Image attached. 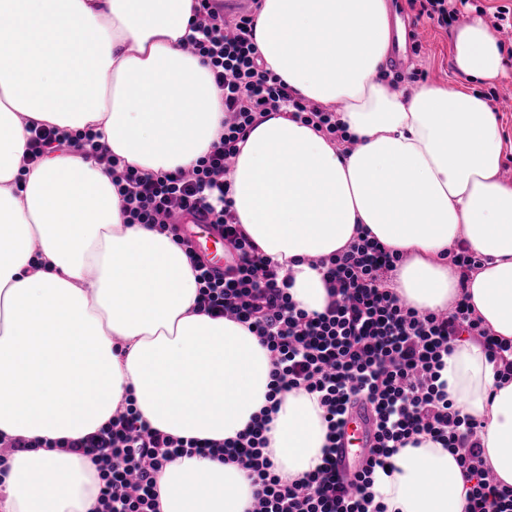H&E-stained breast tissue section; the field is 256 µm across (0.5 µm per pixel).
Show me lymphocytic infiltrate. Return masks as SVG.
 Listing matches in <instances>:
<instances>
[{
  "label": "lymphocytic infiltrate",
  "instance_id": "lymphocytic-infiltrate-1",
  "mask_svg": "<svg viewBox=\"0 0 512 512\" xmlns=\"http://www.w3.org/2000/svg\"><path fill=\"white\" fill-rule=\"evenodd\" d=\"M192 33L184 47L199 57L224 93V132L189 170L144 174L123 165L91 132L67 135L34 127L23 158L32 165L62 146L94 156L118 188L127 223L177 236L186 216L220 227L234 263L216 276L193 249L185 254L195 275L197 312L246 324L267 349L270 404L254 426L237 438H180L152 428L133 404L117 409L97 432L61 441L65 451L96 468L95 512H159L157 476L173 459L209 455L241 464L255 488L248 512H386L373 492L376 469L388 466L395 449L428 439L456 455L470 488L466 512H512V487L487 468L478 439L482 425L449 400L440 370L452 342L462 335L484 340L490 362H502L512 378V343L499 339L466 302L454 311L421 312L386 286L400 255L369 236L341 253L318 259L328 302L323 311L297 307L290 276L261 255L240 227L225 179L240 142L265 113L290 109L293 120L344 140L336 115L293 97L287 84L258 63L250 12L225 19L223 0H196ZM302 389L317 397L326 428L322 464L303 479L282 484L265 455L264 435L281 393ZM369 405L376 444L353 482L336 472L337 435L350 405Z\"/></svg>",
  "mask_w": 512,
  "mask_h": 512
}]
</instances>
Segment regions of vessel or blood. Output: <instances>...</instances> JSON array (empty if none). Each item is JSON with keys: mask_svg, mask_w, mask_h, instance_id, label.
<instances>
[{"mask_svg": "<svg viewBox=\"0 0 512 512\" xmlns=\"http://www.w3.org/2000/svg\"><path fill=\"white\" fill-rule=\"evenodd\" d=\"M182 232L216 272H223V259L216 257L212 251L213 244L223 240L217 230L211 225L197 221L183 225ZM375 433V420L368 408L361 404L353 406L337 439L336 472L345 481H352L354 471L374 446Z\"/></svg>", "mask_w": 512, "mask_h": 512, "instance_id": "b4317fda", "label": "vessel or blood"}]
</instances>
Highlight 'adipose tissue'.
I'll use <instances>...</instances> for the list:
<instances>
[{
	"mask_svg": "<svg viewBox=\"0 0 512 512\" xmlns=\"http://www.w3.org/2000/svg\"><path fill=\"white\" fill-rule=\"evenodd\" d=\"M195 0H0V436L78 438L126 397L178 437L227 440L267 406L272 364L246 325L194 310L190 264L170 237L125 221L111 177L61 148L31 168L35 121L103 130L105 144L144 173L195 165L224 131V96L182 39ZM254 42L265 68L336 111L356 144L267 113L226 175L233 211L259 251L291 273L299 307L323 311L322 269L358 229L404 261L390 287L421 311L467 298L512 341V183L493 107L478 92L381 79L392 47L388 0H257ZM501 42L479 20L454 36V65L473 81L504 70ZM451 248L481 258L461 275ZM96 277V289L87 286ZM441 378L497 480L512 487V379L500 380L482 340L453 343ZM267 455L290 482L321 462L315 395L285 393ZM373 490L387 512H465L468 486L440 444L398 449ZM0 512H91L94 466L63 449L11 456ZM160 512H246L247 472L181 457L158 476ZM57 494L45 500L40 488Z\"/></svg>",
	"mask_w": 512,
	"mask_h": 512,
	"instance_id": "obj_1",
	"label": "adipose tissue"
}]
</instances>
